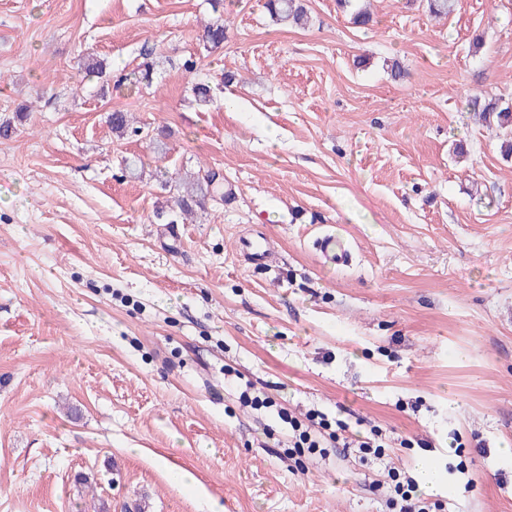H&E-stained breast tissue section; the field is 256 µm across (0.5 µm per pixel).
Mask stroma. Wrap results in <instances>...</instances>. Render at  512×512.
Listing matches in <instances>:
<instances>
[{
    "label": "stroma",
    "instance_id": "35a3bbf8",
    "mask_svg": "<svg viewBox=\"0 0 512 512\" xmlns=\"http://www.w3.org/2000/svg\"><path fill=\"white\" fill-rule=\"evenodd\" d=\"M265 2L224 0L210 50V0H0V121L30 108L0 138V512H392L384 467L425 455L441 512H512V159L468 106L512 102V0H369L367 28ZM207 170L233 198L171 223ZM332 227L350 264L313 247ZM313 412L379 429L383 463L293 447ZM297 0H268V10L276 20L302 25L306 22L307 11Z\"/></svg>",
    "mask_w": 512,
    "mask_h": 512
}]
</instances>
